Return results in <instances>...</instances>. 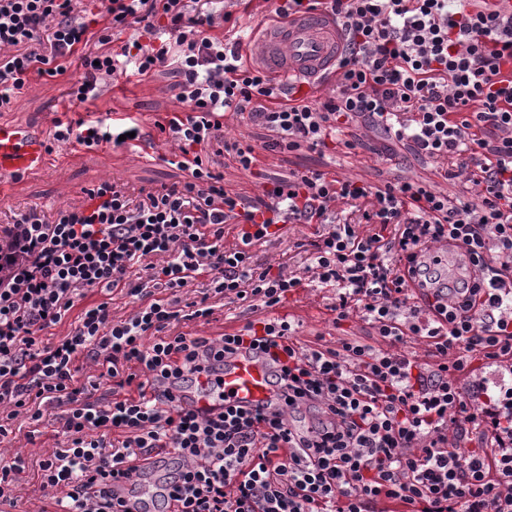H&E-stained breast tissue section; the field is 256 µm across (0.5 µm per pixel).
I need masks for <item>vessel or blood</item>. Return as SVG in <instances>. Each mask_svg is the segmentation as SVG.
<instances>
[{
  "label": "vessel or blood",
  "mask_w": 512,
  "mask_h": 512,
  "mask_svg": "<svg viewBox=\"0 0 512 512\" xmlns=\"http://www.w3.org/2000/svg\"><path fill=\"white\" fill-rule=\"evenodd\" d=\"M345 35L325 11L299 13L284 23L266 27L245 43L248 57L270 77L296 86L300 93H313L331 73L343 51ZM47 161L44 134L39 126L0 121V181L17 179L42 170ZM431 268L470 272L464 251L448 241L432 243L427 254ZM270 369L263 359L245 353L224 365V396L197 398L194 389H179L175 395L187 406L243 405L265 408L275 401L276 389L269 383ZM171 451L133 461L134 477L124 485L129 512H150L162 487V475L172 459Z\"/></svg>",
  "instance_id": "1"
}]
</instances>
